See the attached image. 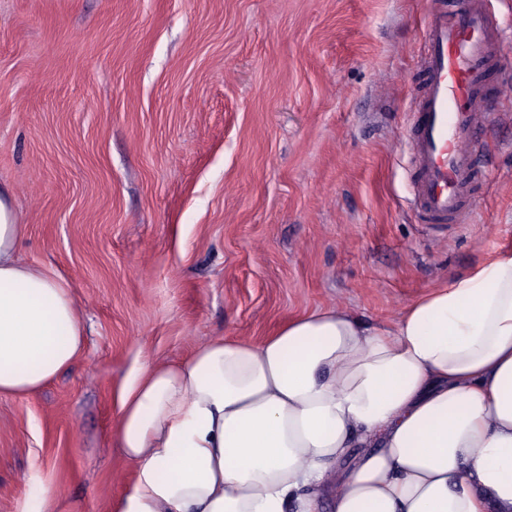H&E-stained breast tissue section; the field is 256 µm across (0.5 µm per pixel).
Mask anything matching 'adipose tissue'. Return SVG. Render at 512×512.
Returning <instances> with one entry per match:
<instances>
[{"label":"adipose tissue","instance_id":"adipose-tissue-1","mask_svg":"<svg viewBox=\"0 0 512 512\" xmlns=\"http://www.w3.org/2000/svg\"><path fill=\"white\" fill-rule=\"evenodd\" d=\"M26 233L0 188L2 397L85 348L68 283L21 261ZM116 437L135 469L116 512H318L321 488L335 512H512V250L383 322L336 304L142 365Z\"/></svg>","mask_w":512,"mask_h":512}]
</instances>
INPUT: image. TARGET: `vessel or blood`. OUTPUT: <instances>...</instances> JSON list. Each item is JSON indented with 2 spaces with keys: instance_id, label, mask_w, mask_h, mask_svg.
<instances>
[{
  "instance_id": "b4317fda",
  "label": "vessel or blood",
  "mask_w": 512,
  "mask_h": 512,
  "mask_svg": "<svg viewBox=\"0 0 512 512\" xmlns=\"http://www.w3.org/2000/svg\"><path fill=\"white\" fill-rule=\"evenodd\" d=\"M421 60L424 85L412 131L414 201L432 220L465 223L477 140L492 116L484 88L489 62L507 57L488 0L459 11L430 0Z\"/></svg>"
}]
</instances>
